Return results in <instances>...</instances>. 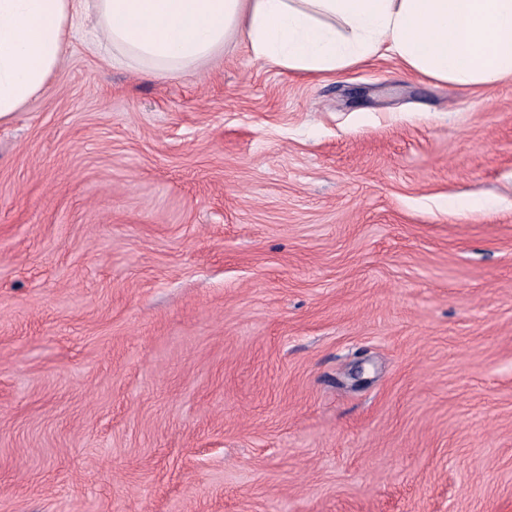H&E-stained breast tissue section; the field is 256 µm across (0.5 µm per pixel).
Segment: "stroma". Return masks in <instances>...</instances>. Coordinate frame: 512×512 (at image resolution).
Instances as JSON below:
<instances>
[{"label":"stroma","instance_id":"35a3bbf8","mask_svg":"<svg viewBox=\"0 0 512 512\" xmlns=\"http://www.w3.org/2000/svg\"><path fill=\"white\" fill-rule=\"evenodd\" d=\"M0 512H512V79L68 38L0 122Z\"/></svg>","mask_w":512,"mask_h":512}]
</instances>
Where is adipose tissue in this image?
<instances>
[{"label": "adipose tissue", "instance_id": "1", "mask_svg": "<svg viewBox=\"0 0 512 512\" xmlns=\"http://www.w3.org/2000/svg\"><path fill=\"white\" fill-rule=\"evenodd\" d=\"M88 50L165 76L199 69L237 38L256 59L331 73L385 51L460 86L512 78V0H0V122L41 93L80 11Z\"/></svg>", "mask_w": 512, "mask_h": 512}]
</instances>
